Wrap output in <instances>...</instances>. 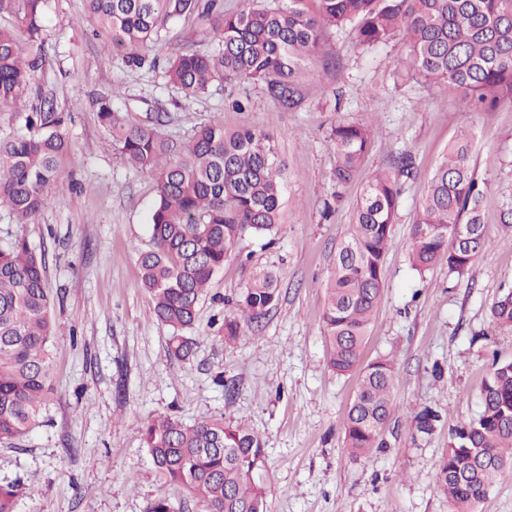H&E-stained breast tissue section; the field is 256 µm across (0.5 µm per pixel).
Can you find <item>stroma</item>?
<instances>
[{
	"instance_id": "obj_1",
	"label": "stroma",
	"mask_w": 512,
	"mask_h": 512,
	"mask_svg": "<svg viewBox=\"0 0 512 512\" xmlns=\"http://www.w3.org/2000/svg\"><path fill=\"white\" fill-rule=\"evenodd\" d=\"M208 32L206 17H183L167 25L151 55L162 63L189 44L209 49ZM41 41L27 110L48 101L70 113V150L36 223L16 224L0 210V242L18 235L46 247L54 296L44 424L0 439V484L39 480L16 512H147L163 496L180 512H197L159 478L142 446L144 426L159 416L254 427L265 442L269 512H451L435 484L448 429L479 412L493 362L512 359V332L490 316L491 303L512 289V242L503 233L512 207V103L473 112L457 94L402 81L404 37L364 50L348 27L326 31L302 61L303 82L322 92L297 112L247 81L233 88L250 98L243 111L225 104L218 87L184 100L158 74L127 63L88 21L86 0H48ZM115 92L133 117L163 111L175 138L214 119L266 132L283 163L276 239L245 236L225 260L199 306L197 345L184 362L168 356L170 332L153 316L137 262L150 245L154 180L124 164L98 120V100ZM27 110L0 112V139L24 131ZM340 119L374 122L376 134L326 221L335 164L329 132ZM462 131L473 134L476 173L489 184L483 220L493 247L464 275L444 263L421 274L409 262L410 226L449 140ZM402 153L413 171L401 181L384 296L364 351L365 361L394 363L396 416L383 431L386 448L354 459L343 446V422L357 378L327 366L323 286L353 202L373 172ZM266 270L279 277L277 306L248 329V341L224 342L230 302ZM427 406L441 420L425 435L405 417Z\"/></svg>"
}]
</instances>
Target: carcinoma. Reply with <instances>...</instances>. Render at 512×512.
Here are the masks:
<instances>
[{"instance_id":"cac0c4a2","label":"carcinoma","mask_w":512,"mask_h":512,"mask_svg":"<svg viewBox=\"0 0 512 512\" xmlns=\"http://www.w3.org/2000/svg\"><path fill=\"white\" fill-rule=\"evenodd\" d=\"M88 15L127 62L141 67L165 26L201 11L210 20L207 51L185 50L167 59L165 84L190 100L216 83L260 85L285 111L300 109L310 89L299 80L300 61L330 28L350 27L359 46L406 38L400 66L407 76L461 93L469 108L512 102V0H245L224 11L220 0H87ZM47 0H0L15 14L32 44L44 27ZM38 70L14 32L0 27V112L17 108ZM98 119L112 148L155 179L151 244L138 254L143 287L155 318L171 331L168 354L178 361L194 352L197 308L213 276L247 234L267 236L279 224L283 200L281 162L273 138L256 129L229 131L215 119L181 140L169 138L159 117L135 120L117 96L98 102ZM71 115L54 107L27 114L26 133L0 139V209L16 224H32L47 205L69 154L65 127ZM372 128L339 121L330 141L336 160L332 201L364 162ZM473 136L448 142L411 225L409 261L422 273L444 260L462 275L490 248L481 210L488 184L477 178ZM412 159L400 157L366 183L338 245L324 285L322 323L329 367L357 371L358 389L344 418L345 447L359 458L386 447L383 429L395 414L394 367L378 358L361 366L384 284V257L400 196V178ZM46 250L23 237L0 245V438L25 436L42 424L53 391ZM276 278L251 282L224 314V340L274 308ZM493 321L512 329V290L491 306ZM440 421L426 407L411 424L429 434ZM143 446L161 480L186 492L199 512H268L267 464L261 436L242 423L174 417L149 422ZM512 470V360L493 362L481 388L480 412L452 428L435 474L453 512H474L496 477ZM35 484L0 485V512H15L17 498Z\"/></svg>"}]
</instances>
